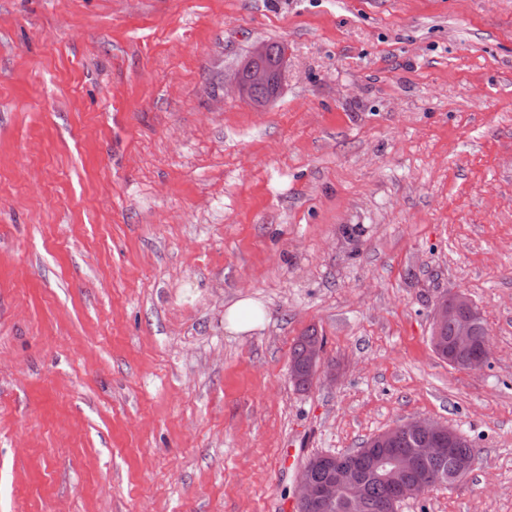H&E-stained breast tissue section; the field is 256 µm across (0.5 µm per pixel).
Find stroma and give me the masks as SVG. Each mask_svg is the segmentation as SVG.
I'll list each match as a JSON object with an SVG mask.
<instances>
[{"instance_id":"35a3bbf8","label":"stroma","mask_w":512,"mask_h":512,"mask_svg":"<svg viewBox=\"0 0 512 512\" xmlns=\"http://www.w3.org/2000/svg\"><path fill=\"white\" fill-rule=\"evenodd\" d=\"M458 292L477 369L430 345ZM412 418L475 462L398 512H512V0H0V512H297ZM287 52L284 44L275 53L270 43H256L232 72L231 85L253 109L263 110L279 95ZM257 90L264 94L256 96ZM476 310L471 299L462 293H457L454 298L450 301H441L435 308L433 314V328L432 336L435 340L440 337V331L442 329V337L447 342L446 350L440 351L433 343L432 337H430V343L435 354L448 361V339L453 334V327L455 331L453 339L449 343L450 347L454 350H469L472 346L471 337L473 336V320ZM450 324V325H448ZM487 341L481 347L482 356H488L490 354V338L488 328L482 314L476 319L474 325V336L473 341L476 347H479ZM454 365L448 364L454 368L460 369H474L482 366L487 359H483L478 349L468 353H449ZM264 317L260 302L242 298L224 311V329L234 334H246L262 325ZM312 344L323 346V338L318 336V332L315 328H309L299 336L291 351L290 370L296 376L294 380L295 384L303 389L307 388L311 383L313 375L318 376L324 374L326 371L322 351L317 346L307 348L308 345ZM311 369L314 373H312Z\"/></svg>"}]
</instances>
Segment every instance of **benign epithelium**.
Instances as JSON below:
<instances>
[{
    "instance_id": "1",
    "label": "benign epithelium",
    "mask_w": 512,
    "mask_h": 512,
    "mask_svg": "<svg viewBox=\"0 0 512 512\" xmlns=\"http://www.w3.org/2000/svg\"><path fill=\"white\" fill-rule=\"evenodd\" d=\"M288 49L281 46L274 52L268 42H259L252 46L248 54L239 62L230 76V83L239 96L253 109L261 111L279 95L282 75L286 66ZM476 310L471 299L458 293L450 301L440 302L433 314L432 336L440 337L441 328L452 325L455 328L450 347L454 350L471 348L473 320ZM314 375L326 371L322 351L311 346L307 348ZM405 433L424 432L427 434V447L416 448L410 454H393L384 451L388 447L392 433L378 436L366 451L372 457V470L381 480H388L397 471H407L422 459H437L452 455L455 437L443 436L442 424L429 419H410L397 426ZM363 492L359 473L351 464L338 463L330 467L329 475L321 482L312 479L309 466L301 469L296 489L295 501L302 508L313 504H329L345 493Z\"/></svg>"
}]
</instances>
